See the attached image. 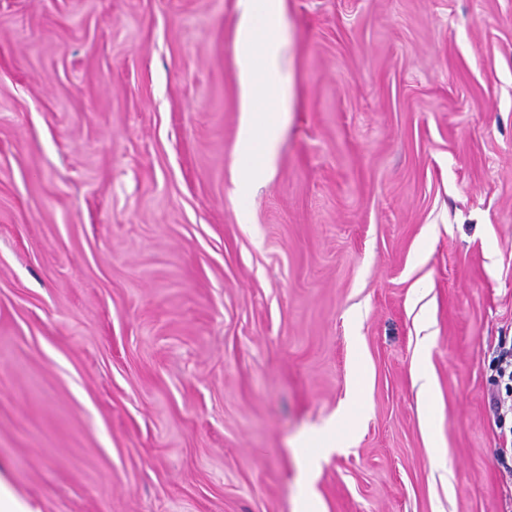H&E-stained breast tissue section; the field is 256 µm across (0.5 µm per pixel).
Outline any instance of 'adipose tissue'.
<instances>
[{"label": "adipose tissue", "instance_id": "adipose-tissue-1", "mask_svg": "<svg viewBox=\"0 0 512 512\" xmlns=\"http://www.w3.org/2000/svg\"><path fill=\"white\" fill-rule=\"evenodd\" d=\"M238 80L241 125L237 162L243 173L237 191L248 194L275 162L281 113L291 107L282 78L283 44L278 35L285 0H239Z\"/></svg>", "mask_w": 512, "mask_h": 512}]
</instances>
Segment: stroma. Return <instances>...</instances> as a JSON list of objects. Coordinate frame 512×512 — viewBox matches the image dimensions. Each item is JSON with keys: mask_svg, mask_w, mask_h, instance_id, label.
Masks as SVG:
<instances>
[{"mask_svg": "<svg viewBox=\"0 0 512 512\" xmlns=\"http://www.w3.org/2000/svg\"><path fill=\"white\" fill-rule=\"evenodd\" d=\"M238 17L0 0V473L39 512H512V0H285L245 200Z\"/></svg>", "mask_w": 512, "mask_h": 512, "instance_id": "35a3bbf8", "label": "stroma"}]
</instances>
